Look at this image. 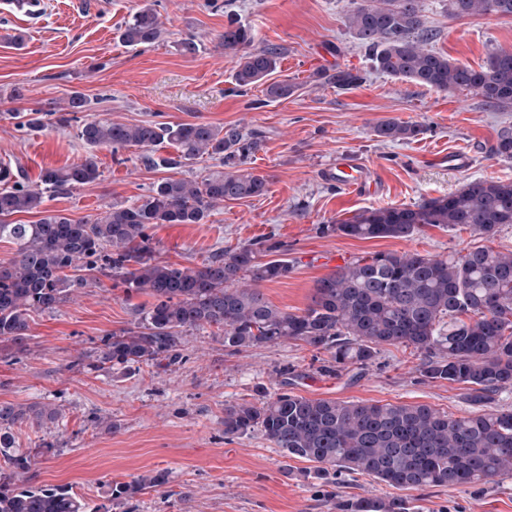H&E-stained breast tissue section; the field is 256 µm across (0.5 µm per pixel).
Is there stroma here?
<instances>
[{"label":"stroma","mask_w":512,"mask_h":512,"mask_svg":"<svg viewBox=\"0 0 512 512\" xmlns=\"http://www.w3.org/2000/svg\"><path fill=\"white\" fill-rule=\"evenodd\" d=\"M349 0H43L25 25L0 12V164L27 184L41 171L85 158L75 128L23 127L28 109L62 106L71 92L89 102L86 118L123 123L239 125L262 133L249 171L267 179L263 196L224 202L202 224H157L150 234L160 257L185 268L201 266L227 247L265 239L284 242L293 270L262 286L281 309L310 302L318 279L375 252L445 256L484 244L512 252V224L485 238L467 226L426 227L407 239H357L334 231V221L379 206L412 205L460 189L474 179L512 180V161L492 156L498 133L512 128L500 112L466 91L438 93L375 71L342 20ZM167 29L154 45L132 49L118 30L143 7ZM436 32L431 46L456 63L477 68L488 54L512 49V18L455 19L448 0H423ZM251 28L254 44L279 54L275 79L297 86L288 99L263 103L254 87L231 93L236 61L218 37L229 20ZM194 39L196 54L182 53ZM365 75L345 90L322 74ZM384 119L418 122L425 132L402 143L373 134ZM94 152L97 181L47 197L43 208L91 219L112 203L131 202L167 177L198 178L214 169L204 159L153 169L136 148ZM353 153L375 178V194L336 187L326 169L337 154ZM470 157L468 167L439 155ZM150 298L114 278L82 288L56 309L34 315L24 350L0 343V401L51 403L62 418L51 430L14 433L15 453L32 461L33 487L69 485L96 499L103 483L129 482L166 471V490L148 491L119 512H336L338 498L392 497L396 488L366 475L339 477L332 491L305 477L309 462L284 456L262 431L228 438L226 406L261 403L287 391L306 398L427 404L455 416L472 407L462 386L429 381L413 349L385 345L365 368L327 371V353L299 341L231 353L216 329L181 337L184 359L162 371L145 365L95 368L112 333L132 327ZM52 444L44 452V444ZM420 512H512V479L483 488L420 492Z\"/></svg>","instance_id":"1"}]
</instances>
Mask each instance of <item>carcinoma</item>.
Segmentation results:
<instances>
[{
    "instance_id": "cac0c4a2",
    "label": "carcinoma",
    "mask_w": 512,
    "mask_h": 512,
    "mask_svg": "<svg viewBox=\"0 0 512 512\" xmlns=\"http://www.w3.org/2000/svg\"><path fill=\"white\" fill-rule=\"evenodd\" d=\"M454 18L482 15L512 17V0H448ZM343 24L364 48L373 66L436 92L467 90L490 106L512 112V50L492 52L478 69L457 64L427 48L433 39L421 0H349ZM165 34L151 7L137 11L119 40L136 49ZM224 54L236 58L237 92L264 81L277 68L272 48L253 47L250 27L235 20L219 35ZM338 88L356 86L363 77L350 70L324 77ZM293 83L274 81L263 89L268 101L292 96ZM86 105L73 93L66 108L31 111L24 125L64 127ZM382 141L409 142L424 133L417 122L388 119L373 127ZM90 148L144 151L143 164L174 169L204 156L222 170L199 180L168 177L130 204L114 203L92 220L48 214L34 224L8 222L38 212L45 195L95 182L96 157L49 168L40 185L24 186L0 175V240L16 245L13 258L0 263V342L22 345L29 339L33 312L51 311L79 288L98 285L109 271L129 291L152 302L139 310L130 328L105 341L96 367L145 364L168 367L183 357L180 337L188 330H224V348H248L301 341L330 353L329 369L365 367L383 345L411 347L422 355L419 371L431 381L464 385L480 409L453 417L427 404L310 399L278 394L260 404L241 402L224 409V436L239 437L259 428L285 456L314 464L318 476L360 474L392 487L423 491L486 485L512 478V406H483L512 389V253L490 246L446 257L380 252L355 259L319 279L310 303L299 312L271 304L265 282L285 278V259H260L287 251L275 241L228 247L195 269L155 257L148 230L153 224H203L226 201L261 196L266 179L244 168L261 147V135L236 125L207 123H120L93 118L77 126ZM175 148L168 156L154 147ZM492 155L512 160V131H502ZM512 224V181L475 179L446 196L418 204L366 208L332 228L358 239H406L425 226H468L491 237ZM75 275L70 276L67 271ZM62 413L52 404L0 402V512H112L147 489L168 483L157 472L131 482H110L96 503L67 486L29 487L30 460L12 451L13 430L22 425L49 429ZM337 512H418L414 499L352 497L336 500Z\"/></svg>"
}]
</instances>
